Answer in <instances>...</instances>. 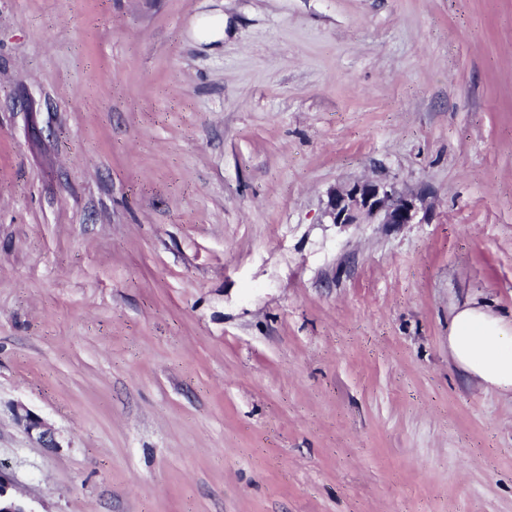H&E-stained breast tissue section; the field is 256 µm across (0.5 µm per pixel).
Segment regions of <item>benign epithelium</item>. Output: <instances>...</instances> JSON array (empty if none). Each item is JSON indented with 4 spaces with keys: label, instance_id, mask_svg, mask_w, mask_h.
I'll return each instance as SVG.
<instances>
[{
    "label": "benign epithelium",
    "instance_id": "1",
    "mask_svg": "<svg viewBox=\"0 0 512 512\" xmlns=\"http://www.w3.org/2000/svg\"><path fill=\"white\" fill-rule=\"evenodd\" d=\"M326 215L333 224H359L369 219L377 224H413L417 199L401 192L386 179L365 178L328 193ZM16 421L44 448L61 447L52 427L22 404L14 407ZM0 512H26L14 492L11 474L0 466Z\"/></svg>",
    "mask_w": 512,
    "mask_h": 512
}]
</instances>
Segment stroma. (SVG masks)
Masks as SVG:
<instances>
[{
    "label": "stroma",
    "instance_id": "stroma-1",
    "mask_svg": "<svg viewBox=\"0 0 512 512\" xmlns=\"http://www.w3.org/2000/svg\"><path fill=\"white\" fill-rule=\"evenodd\" d=\"M365 176L416 223H330ZM474 302L512 320V0H0L29 512H512ZM16 421L23 426L27 434L35 437L43 448L57 449L61 444L52 427L39 415L22 404L14 407Z\"/></svg>",
    "mask_w": 512,
    "mask_h": 512
}]
</instances>
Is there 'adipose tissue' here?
<instances>
[{
  "mask_svg": "<svg viewBox=\"0 0 512 512\" xmlns=\"http://www.w3.org/2000/svg\"><path fill=\"white\" fill-rule=\"evenodd\" d=\"M448 349L485 388L512 393V324L479 304H466L454 312Z\"/></svg>",
  "mask_w": 512,
  "mask_h": 512,
  "instance_id": "adipose-tissue-1",
  "label": "adipose tissue"
}]
</instances>
